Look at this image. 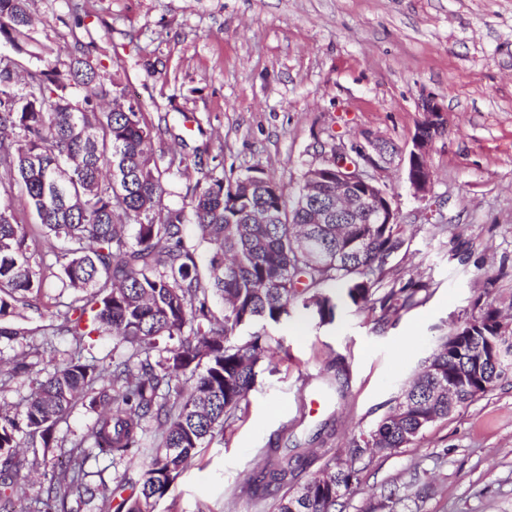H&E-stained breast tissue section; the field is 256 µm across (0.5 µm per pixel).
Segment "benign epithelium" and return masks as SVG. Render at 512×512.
Instances as JSON below:
<instances>
[{"label":"benign epithelium","mask_w":512,"mask_h":512,"mask_svg":"<svg viewBox=\"0 0 512 512\" xmlns=\"http://www.w3.org/2000/svg\"><path fill=\"white\" fill-rule=\"evenodd\" d=\"M424 119L418 124L412 139L409 154L408 181L416 195L428 192L431 172L428 156L434 139L428 137L429 128L446 122L444 110L437 103L427 100L421 105ZM388 148L380 140L368 136L366 144L356 145L352 151L337 148L321 165L309 168L307 178L319 182L328 177V172H336V203L346 205L352 213H361L368 224H396L397 211L393 208L380 183L360 169L359 161L376 167L385 159Z\"/></svg>","instance_id":"1"}]
</instances>
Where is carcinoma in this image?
<instances>
[{"mask_svg":"<svg viewBox=\"0 0 512 512\" xmlns=\"http://www.w3.org/2000/svg\"><path fill=\"white\" fill-rule=\"evenodd\" d=\"M30 0H0V36L15 52L26 51L33 29ZM100 63L85 52L68 61L28 73L18 88V63L0 58V339L26 335L24 309H52L60 328L75 341L69 356L25 400L23 418L0 415V512H13L24 463L17 434L40 436L45 447L55 425L74 406L89 400L102 407L86 441L117 465L142 451L147 424L158 434L139 482L112 503V491L86 481L84 442L68 451L62 476L44 470L47 486L34 499L33 512H71L76 493L99 496L114 512H155L182 470L224 424L233 420L273 352L271 331L299 317L331 324L343 304L379 305L383 314L413 303L406 288L377 295L384 266L404 244L405 224L309 223L302 190L288 196L258 168L234 181L209 175L196 183L189 207L164 204V178L181 169L183 158L166 165L155 156L156 128L140 104L98 111L95 97L107 95L99 82ZM85 90L82 102L73 90ZM34 222L18 217L15 202ZM263 207L267 224H250ZM194 224L197 240L185 237ZM65 243L55 262L33 266L40 240ZM210 251L207 279L199 275L197 253ZM55 281L61 292L49 304L41 289ZM224 301L217 319L211 295ZM500 317L491 302H476L477 323L462 343L448 347L441 338L429 362L396 397L416 399L401 420L389 409L368 430L353 436L346 463L327 483L316 477L304 496L288 492L276 512H332L358 480L359 464L370 448H402L427 427L479 399L512 373V341L491 326ZM108 334L115 341L112 362L82 360L85 339ZM482 346L509 353L498 367L474 368L469 387L457 384L471 350ZM336 392L347 380L345 358L328 362ZM190 375L186 390L181 377ZM288 426L269 442L263 465L248 489L264 499L287 487L310 460V449L288 448Z\"/></svg>","mask_w":512,"mask_h":512,"instance_id":"obj_1","label":"carcinoma"}]
</instances>
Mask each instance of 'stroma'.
I'll return each instance as SVG.
<instances>
[{
  "label": "stroma",
  "mask_w": 512,
  "mask_h": 512,
  "mask_svg": "<svg viewBox=\"0 0 512 512\" xmlns=\"http://www.w3.org/2000/svg\"><path fill=\"white\" fill-rule=\"evenodd\" d=\"M34 45L83 48L101 81H120L161 129L156 155L183 156L165 202L179 207L208 174L249 169L296 188L331 146L378 137L388 147L367 172L385 188L408 231L385 267L384 287L415 289L413 305L341 307L333 323L299 318L276 334L275 354L237 418L178 477L155 512H273L248 478L283 426L313 447L307 480L369 429L442 336L477 301L512 308V0H32ZM431 99L448 125L428 157L426 195L408 181L412 137ZM0 341L26 354L27 372L0 388V412H22L34 382L73 353L70 335ZM343 356L344 397L320 392L332 356ZM95 410L77 407L50 443L21 440L23 495L41 492L43 467L86 437ZM334 431L311 437L323 422ZM145 455L114 467L93 459L107 485L130 493ZM512 512V376L426 428L403 448L367 457L338 512Z\"/></svg>",
  "instance_id": "obj_1"
}]
</instances>
